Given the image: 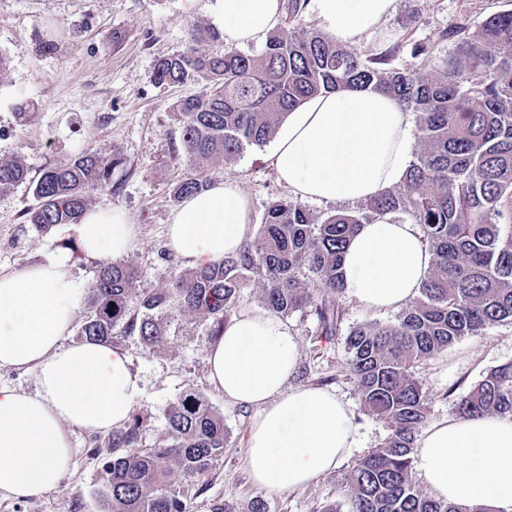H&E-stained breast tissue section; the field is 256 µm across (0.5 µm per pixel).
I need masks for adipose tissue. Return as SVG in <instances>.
I'll return each instance as SVG.
<instances>
[{"mask_svg":"<svg viewBox=\"0 0 512 512\" xmlns=\"http://www.w3.org/2000/svg\"><path fill=\"white\" fill-rule=\"evenodd\" d=\"M320 29L348 46L377 31L397 0H311ZM229 46L264 39L283 15L282 0H206ZM413 116L371 89L338 90L300 103L281 124L270 154L298 199L354 204L404 180L413 151ZM249 197L216 181L186 197L167 228L170 250L204 266L235 255L252 232ZM78 237L87 258L128 254L134 226L107 206L84 211ZM433 254L418 225L387 214L363 225L343 257L345 294L376 312L417 296ZM81 290L63 259L0 273V370L34 372L35 391L0 387V501L37 497L73 465L74 430L107 433L128 420L141 379L125 353L69 335ZM298 338L286 320L245 309L210 342L208 379L226 401L258 407L247 437L246 467L262 489L285 493L336 470L357 445L359 423L334 391L289 386ZM434 499L512 512V415L432 422L414 450Z\"/></svg>","mask_w":512,"mask_h":512,"instance_id":"adipose-tissue-1","label":"adipose tissue"}]
</instances>
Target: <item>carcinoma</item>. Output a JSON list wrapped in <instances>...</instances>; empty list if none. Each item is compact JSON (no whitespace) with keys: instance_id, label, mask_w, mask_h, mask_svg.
Masks as SVG:
<instances>
[{"instance_id":"cac0c4a2","label":"carcinoma","mask_w":512,"mask_h":512,"mask_svg":"<svg viewBox=\"0 0 512 512\" xmlns=\"http://www.w3.org/2000/svg\"><path fill=\"white\" fill-rule=\"evenodd\" d=\"M284 9L292 27L271 32L259 52L183 51L155 61L159 84H184L201 74L213 83L210 92L179 104L181 158L191 166L214 155L230 163L270 140L306 98L373 88L418 117V149L404 182L356 211L323 218L297 201H273L237 256L176 268L162 291L137 287L142 274L122 262L104 263L89 285L78 336L112 343L133 334L151 347L162 341L163 319L172 314L201 315L209 320L208 335L219 336L253 276L271 312L284 316L311 306L322 334L335 336L346 244L364 224L391 213L405 216L419 225L434 263L420 297L396 322L362 324L346 334L345 370L364 410L389 429L343 478L348 512H488L486 505L437 501L416 485L411 452L428 406L413 368L465 336L512 323V225L501 223L505 203L512 204V11L490 16L472 34L457 31L453 54L436 70L423 63L396 67L395 49L362 59L303 26L305 0H287ZM121 164L118 156L82 153L33 179L17 155L0 162V194L29 185L35 204L27 222L47 232L78 223L91 192L112 191V170ZM207 186L200 171L177 183L174 197ZM455 409L462 417L512 414V362L490 370ZM142 429L134 415L112 431L97 492L103 512H186L176 477L201 480L224 455V416L190 393L166 411L169 445L140 448Z\"/></svg>"}]
</instances>
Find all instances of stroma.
Wrapping results in <instances>:
<instances>
[{
    "instance_id": "stroma-1",
    "label": "stroma",
    "mask_w": 512,
    "mask_h": 512,
    "mask_svg": "<svg viewBox=\"0 0 512 512\" xmlns=\"http://www.w3.org/2000/svg\"><path fill=\"white\" fill-rule=\"evenodd\" d=\"M205 0H0V55L8 62V77L0 84V161L25 157L32 176L49 167L70 163L80 153L108 156L120 153L123 163L112 173L113 189L95 193L91 206L111 205L129 215L135 229L132 250L123 263L138 269L144 287L169 286L171 267L188 269L167 245V224L178 202L174 186L191 170L181 164L182 136L177 119L180 101L208 93L210 79L195 77L185 84L159 85L153 64L161 56L186 48L200 54L224 51L223 40L191 42L193 26L212 27ZM512 10V0H397L395 12L376 33L353 45L360 58L397 49L395 63L416 65L414 44L431 48L432 66L451 53L446 31L478 30L489 16ZM271 144L253 146L227 163L213 157L202 164L210 181L230 180L248 195L254 226H261L268 204L291 200L268 156ZM34 199L28 185L0 196V273L49 260H68L82 286H89L97 262L87 260L75 225L44 232L25 221ZM342 315L340 333L325 338L313 308L288 314L300 343V361L290 386L331 388L357 409L359 446L363 457L386 437V425L360 411V397L344 370V335L351 327L394 321L395 312L361 308L347 296L337 300ZM208 323L197 315L167 322L163 341L146 347L138 336H124L116 345L142 378V390L132 411L145 421L141 448L164 446L165 414L186 393L203 395L224 416L228 441L224 455L204 482H185L188 512H250L254 500H264L268 512H324L345 504L348 491L342 470L291 493L266 492L252 484L245 466L246 436L256 407L226 402L208 382ZM512 361V323L467 336L431 359L417 364L431 419L451 417L461 396L494 367ZM106 434L76 431L71 472L53 490L20 502H0V512H102L97 491L103 460L94 453Z\"/></svg>"
}]
</instances>
